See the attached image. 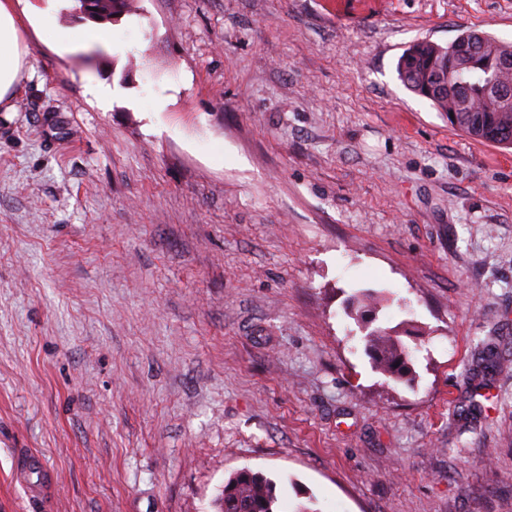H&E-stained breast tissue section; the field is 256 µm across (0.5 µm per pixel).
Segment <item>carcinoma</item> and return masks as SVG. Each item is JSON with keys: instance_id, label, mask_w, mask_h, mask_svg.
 <instances>
[{"instance_id": "carcinoma-1", "label": "carcinoma", "mask_w": 512, "mask_h": 512, "mask_svg": "<svg viewBox=\"0 0 512 512\" xmlns=\"http://www.w3.org/2000/svg\"><path fill=\"white\" fill-rule=\"evenodd\" d=\"M91 5L97 8L95 20L100 22L131 9L130 0H91ZM454 55L452 42L442 46L418 40L400 57L398 76L408 90L447 115L452 127L481 142L512 146V112L500 111L486 91L490 76L512 86V68H500L504 59H512V44L483 35L478 51L460 71L455 69ZM363 340L376 370L395 383L413 381L411 358L423 340L416 337L409 345L382 326L368 331ZM277 500L271 478L259 470L242 468L224 480L215 507L217 512H276Z\"/></svg>"}]
</instances>
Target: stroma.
Returning a JSON list of instances; mask_svg holds the SVG:
<instances>
[{
	"instance_id": "obj_1",
	"label": "stroma",
	"mask_w": 512,
	"mask_h": 512,
	"mask_svg": "<svg viewBox=\"0 0 512 512\" xmlns=\"http://www.w3.org/2000/svg\"><path fill=\"white\" fill-rule=\"evenodd\" d=\"M0 105V512H512V148L401 83L512 0H133ZM426 333L377 372L351 295ZM496 343L495 368L474 355ZM56 474L25 488L21 453ZM276 483L250 468L233 471L215 499L217 512H279ZM224 503V510H223Z\"/></svg>"
}]
</instances>
